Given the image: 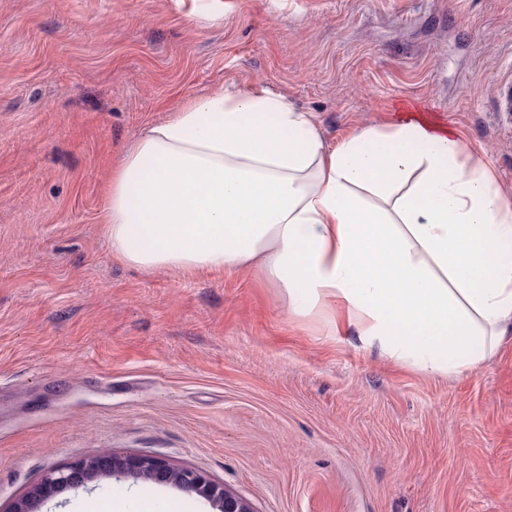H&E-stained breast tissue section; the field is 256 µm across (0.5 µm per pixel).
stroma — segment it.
I'll list each match as a JSON object with an SVG mask.
<instances>
[{"mask_svg":"<svg viewBox=\"0 0 512 512\" xmlns=\"http://www.w3.org/2000/svg\"><path fill=\"white\" fill-rule=\"evenodd\" d=\"M512 0H0V512L109 449L205 472L253 512H512V342L445 378L289 317L253 270L114 257L113 168L217 86L262 87L330 145L412 113L512 202ZM216 512L103 480L42 512Z\"/></svg>","mask_w":512,"mask_h":512,"instance_id":"stroma-1","label":"stroma"}]
</instances>
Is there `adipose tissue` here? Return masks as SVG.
Here are the masks:
<instances>
[{
  "label": "adipose tissue",
  "instance_id": "adipose-tissue-1",
  "mask_svg": "<svg viewBox=\"0 0 512 512\" xmlns=\"http://www.w3.org/2000/svg\"><path fill=\"white\" fill-rule=\"evenodd\" d=\"M102 221L127 264L259 270L292 318L431 376L512 336V204L414 116L332 146L280 94L214 88L138 134Z\"/></svg>",
  "mask_w": 512,
  "mask_h": 512
}]
</instances>
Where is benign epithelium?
<instances>
[{"label":"benign epithelium","mask_w":512,"mask_h":512,"mask_svg":"<svg viewBox=\"0 0 512 512\" xmlns=\"http://www.w3.org/2000/svg\"><path fill=\"white\" fill-rule=\"evenodd\" d=\"M110 477L172 484L208 500L217 512H253L246 500L229 494L223 485L202 471L177 469L158 458L138 454L120 455L109 449L51 471L16 502L11 512H41V506L59 492Z\"/></svg>","instance_id":"7a95c632"}]
</instances>
